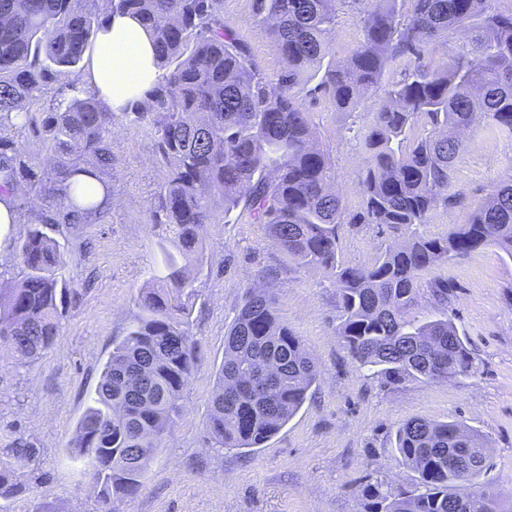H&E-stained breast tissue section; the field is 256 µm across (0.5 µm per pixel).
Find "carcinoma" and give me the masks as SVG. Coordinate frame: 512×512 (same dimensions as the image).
<instances>
[{
	"instance_id": "cac0c4a2",
	"label": "carcinoma",
	"mask_w": 512,
	"mask_h": 512,
	"mask_svg": "<svg viewBox=\"0 0 512 512\" xmlns=\"http://www.w3.org/2000/svg\"><path fill=\"white\" fill-rule=\"evenodd\" d=\"M359 16L350 55L325 63L339 14ZM114 12L150 32L161 80L149 96L111 111L85 87L82 66ZM251 22L278 46L286 70L267 76L235 29L223 0H0V196L39 203L16 246L18 278L0 287V346L21 360L50 350L63 302L75 289L58 279L64 249L41 225L76 238L112 205V130L150 124L164 170L151 203L168 230L161 266L134 299L126 335L112 348L100 381L68 444L97 492L100 512L136 496L182 417L197 364L188 300L191 263L203 266L200 231L240 210L248 223L300 268L336 283L337 335L352 359L390 384L447 381L475 374L474 358L448 318V282H430L436 318L410 315L423 276L438 262L491 247L512 258V176L443 236L419 231L437 207L462 204L453 163L463 134L489 126L512 134V0H253ZM444 65L432 62L438 42ZM405 59L401 78L383 83ZM323 71L315 89L338 111L363 116L366 166L357 176L361 210L349 214L333 189L329 156L317 149L295 89ZM372 112H362L367 98ZM426 128L416 131L417 125ZM46 145L39 159L23 137ZM106 188L97 199L88 179ZM405 228L404 244L368 264L339 256L341 227ZM277 277L263 268L247 280L224 338V363L210 399L209 428L220 448H259L301 409L318 377L302 341L257 286ZM402 462L418 475L410 493L382 479L362 488L364 512H501L492 489L476 486L489 440L464 424L410 418L395 431ZM35 454L0 457V498L25 491L18 464Z\"/></svg>"
}]
</instances>
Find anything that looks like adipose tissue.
Returning a JSON list of instances; mask_svg holds the SVG:
<instances>
[{
    "label": "adipose tissue",
    "mask_w": 512,
    "mask_h": 512,
    "mask_svg": "<svg viewBox=\"0 0 512 512\" xmlns=\"http://www.w3.org/2000/svg\"><path fill=\"white\" fill-rule=\"evenodd\" d=\"M154 59L152 38L144 27L131 16L114 14L98 35L84 80L112 111L120 112L158 83L161 72Z\"/></svg>",
    "instance_id": "ef3b65f1"
}]
</instances>
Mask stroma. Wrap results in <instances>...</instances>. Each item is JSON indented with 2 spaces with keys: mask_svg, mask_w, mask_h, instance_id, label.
<instances>
[{
  "mask_svg": "<svg viewBox=\"0 0 512 512\" xmlns=\"http://www.w3.org/2000/svg\"><path fill=\"white\" fill-rule=\"evenodd\" d=\"M252 0H224V20L249 47L269 77L285 63L269 35L255 27ZM318 142L332 161L331 182L348 213L360 211L356 185L366 164L350 121L329 95L301 94ZM455 163L463 204L434 209L423 230L442 236L464 223L497 183L512 174V136L482 129L467 133ZM112 208L104 223L65 245L60 276L73 287L55 346L23 363L0 349V456L19 441L34 448L23 466L26 492L0 503V512H98L96 495L66 452L76 424L99 382L113 345L125 335L134 300L161 263L166 228L150 221L149 205L163 177L146 127L119 126L112 134ZM406 230L346 224L339 255L367 264ZM206 264L191 301V331L198 370L183 399L184 414L132 499L119 512H363L367 480L413 490L418 476L393 446L407 419L459 421L488 437L492 453L480 482L498 492L512 512V259L493 248L438 263L430 281L447 282L451 316L475 356L473 377L393 385L357 369L336 334V285L320 270L290 262L260 225L243 219L203 229ZM277 269L271 289L279 318L298 336L319 370L300 412L264 446L216 448L209 437V400L224 361V332L232 322L248 276ZM422 286L414 315L431 307Z\"/></svg>",
  "mask_w": 512,
  "mask_h": 512,
  "instance_id": "obj_1",
  "label": "stroma"
}]
</instances>
